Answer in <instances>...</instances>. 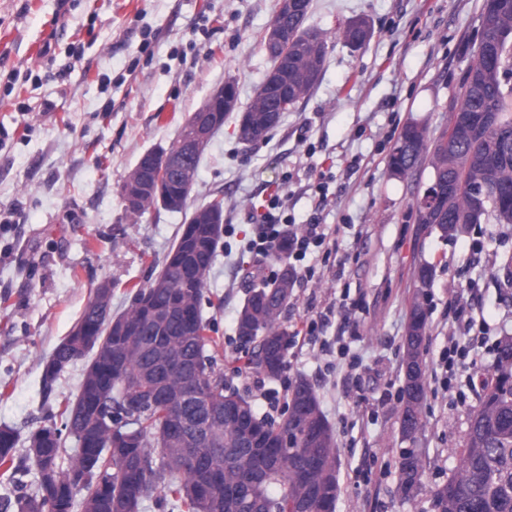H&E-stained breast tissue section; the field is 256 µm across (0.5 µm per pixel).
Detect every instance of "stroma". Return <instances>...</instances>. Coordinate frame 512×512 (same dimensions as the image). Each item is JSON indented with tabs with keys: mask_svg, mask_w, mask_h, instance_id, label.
<instances>
[{
	"mask_svg": "<svg viewBox=\"0 0 512 512\" xmlns=\"http://www.w3.org/2000/svg\"><path fill=\"white\" fill-rule=\"evenodd\" d=\"M277 0H0V425L17 432L18 455L58 402L75 398L87 359L52 385L44 361L70 333L93 289L112 283V310L147 285L184 215L161 208L135 217L120 186L139 157L169 146L186 116L226 81L247 104L271 62L260 40ZM484 0H311L308 21L328 38L320 83L261 141L238 137L230 115L204 150L189 209L224 201V232L206 276L205 318L215 323L224 379L259 415L297 378L314 387L338 446L336 512H434L430 490L456 468L468 413L493 380L496 345L512 336V286L497 278L512 256V224L444 238L416 222L413 203L431 176L421 165L391 176L403 128L448 126V105L477 38ZM371 19L370 43L336 35ZM360 168H352V160ZM327 190L319 203L317 185ZM286 197L294 227L312 217L338 230L339 249L295 263L294 299L282 315L291 335L280 379L256 382L236 319L249 285L280 269L252 252V215ZM427 289L423 358L429 375L421 455L423 488L396 492L404 444L397 411L400 360L421 264ZM465 316L451 299L469 282ZM348 297L349 315L338 311ZM458 342L471 363L441 389L439 357ZM346 345V358L337 355Z\"/></svg>",
	"mask_w": 512,
	"mask_h": 512,
	"instance_id": "35a3bbf8",
	"label": "stroma"
}]
</instances>
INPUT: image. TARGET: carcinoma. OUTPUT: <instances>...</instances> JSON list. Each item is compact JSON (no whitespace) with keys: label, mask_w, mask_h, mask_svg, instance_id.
<instances>
[{"label":"carcinoma","mask_w":512,"mask_h":512,"mask_svg":"<svg viewBox=\"0 0 512 512\" xmlns=\"http://www.w3.org/2000/svg\"><path fill=\"white\" fill-rule=\"evenodd\" d=\"M295 0H277L267 31L288 46V54L270 55L272 70L282 73V86L262 83L254 99H269L286 112L317 85L326 60L327 39L321 30L300 24ZM481 63L468 65L460 80L459 96L449 107L448 122L457 114L472 118L470 133L444 151L428 136L426 126H405L391 149L389 169L405 177L429 159L439 184L462 187L448 194V217L433 211H416L417 223L432 224L444 238L448 222L512 224V5L480 14ZM337 35L361 49L373 36L371 22L358 17L346 22ZM273 129L263 112H248L240 124L239 139L256 142ZM196 209L188 218L195 225L201 250H188L179 234L165 255L160 270L146 286L130 291L131 305L119 313L97 306L91 299L70 334L53 350L43 368L51 384L70 363L88 353L75 352L76 334L88 330L105 349L131 344L125 376L112 381V389L98 404L109 417L112 432L122 445L102 441L91 448L77 436L90 421L85 410L90 370L100 367L95 356L87 366L75 399L59 404L45 423L28 437L27 457L37 473L34 493L17 499V512H139L142 500L157 486L164 501L180 512H323L337 500L338 456L333 430L311 383L299 378L287 395L277 421L259 416L251 402L224 384L218 363L219 342L209 335L211 322L203 316L206 273L211 267L223 224H205ZM272 255L282 263L269 282L250 290L237 316L236 332L244 346L253 344L248 368L258 377L276 379L285 370L290 342L281 316L293 299L296 271L288 263V239ZM202 266L196 287L187 301L192 326L181 316L163 315L143 324L133 336L109 333V322L137 315L134 304L149 295L164 302L181 290L175 260ZM201 376L212 397L233 406V413L209 418L202 407L187 402L183 412L204 422L205 429L189 428L183 435L170 431L171 414L149 399L147 384L164 380L170 390ZM419 395L399 398V434L413 442L424 427L423 407L428 392L427 374L416 377ZM78 448L61 464L68 438ZM18 436L7 425L0 427V478L11 482L19 472L16 463ZM397 493L413 501L422 485L424 466L415 451L401 452L397 464ZM218 473V492L204 497L199 489ZM436 512H512V387L499 378L484 385L478 402L469 411V424L459 464L453 474L433 491Z\"/></svg>","instance_id":"cac0c4a2"}]
</instances>
